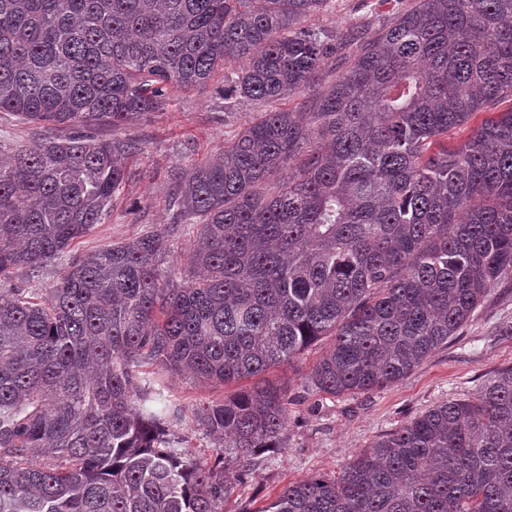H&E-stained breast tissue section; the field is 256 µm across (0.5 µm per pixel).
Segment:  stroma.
<instances>
[{"label":"stroma","instance_id":"35a3bbf8","mask_svg":"<svg viewBox=\"0 0 512 512\" xmlns=\"http://www.w3.org/2000/svg\"><path fill=\"white\" fill-rule=\"evenodd\" d=\"M411 2L331 0L328 10L311 17L309 24L345 29L363 21L383 22ZM224 83L219 74L206 88L174 92L165 111L132 128L142 150L130 161L131 177L114 200L108 220L81 239L79 252L129 242L167 226L168 200L175 190L171 171L221 153L225 143L264 110L260 104H240L220 96L217 88ZM323 348V343H315L292 364L268 371V379L278 382L288 399L286 450L260 466L255 477L236 485L224 512H253L288 483L319 474L338 475L353 456L416 415L441 401L477 393L494 370L512 364V282L492 290L459 336L404 380L382 389L336 397L318 392L308 375ZM162 385L164 394L188 416L176 429L184 448L205 459L223 448L219 436L205 433L189 416L197 408L231 397L239 384L214 385L166 374Z\"/></svg>","mask_w":512,"mask_h":512}]
</instances>
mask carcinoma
<instances>
[{"label":"carcinoma","mask_w":512,"mask_h":512,"mask_svg":"<svg viewBox=\"0 0 512 512\" xmlns=\"http://www.w3.org/2000/svg\"><path fill=\"white\" fill-rule=\"evenodd\" d=\"M330 2L0 0V112L50 132L0 160V512H224L226 458L240 481L285 450V392L196 411L224 436L204 461L145 366L225 384L326 337L310 383L367 393L512 280V0H416L371 37L305 25ZM229 61L224 98L277 108L173 174L171 227L75 253L140 150L118 132ZM174 233L200 271L180 282ZM54 264L42 296L17 280ZM256 512H512V365Z\"/></svg>","instance_id":"1"}]
</instances>
